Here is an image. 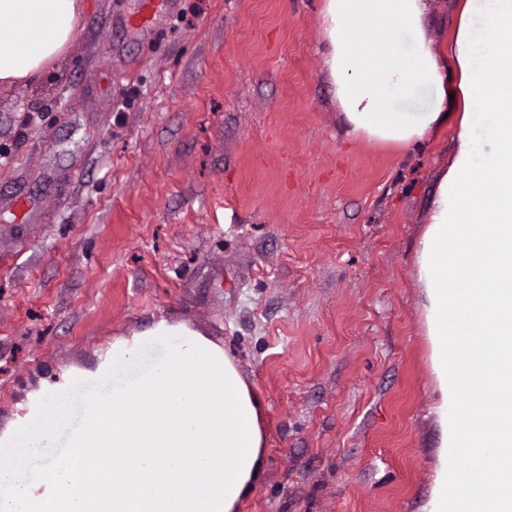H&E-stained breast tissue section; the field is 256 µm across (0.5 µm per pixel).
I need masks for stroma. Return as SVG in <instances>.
<instances>
[{
    "label": "stroma",
    "mask_w": 512,
    "mask_h": 512,
    "mask_svg": "<svg viewBox=\"0 0 512 512\" xmlns=\"http://www.w3.org/2000/svg\"><path fill=\"white\" fill-rule=\"evenodd\" d=\"M322 3L79 0L62 61L0 86V431L43 380L182 321L263 405L238 512H422L415 250L455 130L348 138Z\"/></svg>",
    "instance_id": "35a3bbf8"
}]
</instances>
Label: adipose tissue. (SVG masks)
Returning <instances> with one entry per match:
<instances>
[{
    "label": "adipose tissue",
    "mask_w": 512,
    "mask_h": 512,
    "mask_svg": "<svg viewBox=\"0 0 512 512\" xmlns=\"http://www.w3.org/2000/svg\"><path fill=\"white\" fill-rule=\"evenodd\" d=\"M78 0H0V85L37 81L65 54ZM433 0H324V63L348 136L413 146L456 128L418 241L420 309L439 399L438 465L424 512H448L444 476L470 449L474 495L512 452V0H462L434 50ZM496 400L479 421L464 392ZM261 400L224 348L158 320L113 340L92 370L33 391L0 432V512H237L264 469Z\"/></svg>",
    "instance_id": "1"
}]
</instances>
